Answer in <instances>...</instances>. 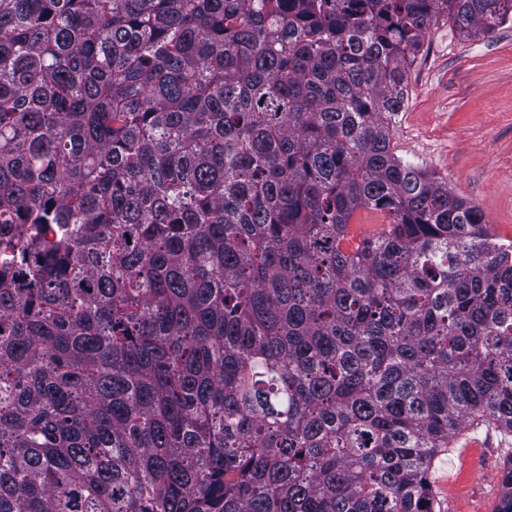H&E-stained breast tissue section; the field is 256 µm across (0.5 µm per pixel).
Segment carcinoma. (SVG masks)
I'll list each match as a JSON object with an SVG mask.
<instances>
[{
	"label": "carcinoma",
	"instance_id": "1",
	"mask_svg": "<svg viewBox=\"0 0 512 512\" xmlns=\"http://www.w3.org/2000/svg\"><path fill=\"white\" fill-rule=\"evenodd\" d=\"M441 21L512 0H0V512H435L512 435V242L391 145ZM453 448L432 471L436 512H497L512 435L504 440L483 426L462 435Z\"/></svg>",
	"mask_w": 512,
	"mask_h": 512
}]
</instances>
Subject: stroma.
Here are the masks:
<instances>
[{
  "instance_id": "1",
  "label": "stroma",
  "mask_w": 512,
  "mask_h": 512,
  "mask_svg": "<svg viewBox=\"0 0 512 512\" xmlns=\"http://www.w3.org/2000/svg\"><path fill=\"white\" fill-rule=\"evenodd\" d=\"M397 155L447 180L512 240V23L489 36L436 25L392 118ZM512 436L480 428L461 436L431 476L436 512H497Z\"/></svg>"
}]
</instances>
